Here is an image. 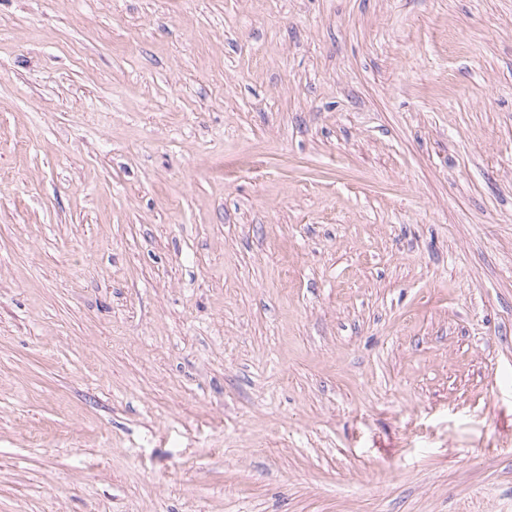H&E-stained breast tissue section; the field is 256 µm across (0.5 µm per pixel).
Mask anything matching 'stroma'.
<instances>
[{"mask_svg": "<svg viewBox=\"0 0 512 512\" xmlns=\"http://www.w3.org/2000/svg\"><path fill=\"white\" fill-rule=\"evenodd\" d=\"M0 512H512V0H0Z\"/></svg>", "mask_w": 512, "mask_h": 512, "instance_id": "obj_1", "label": "stroma"}]
</instances>
